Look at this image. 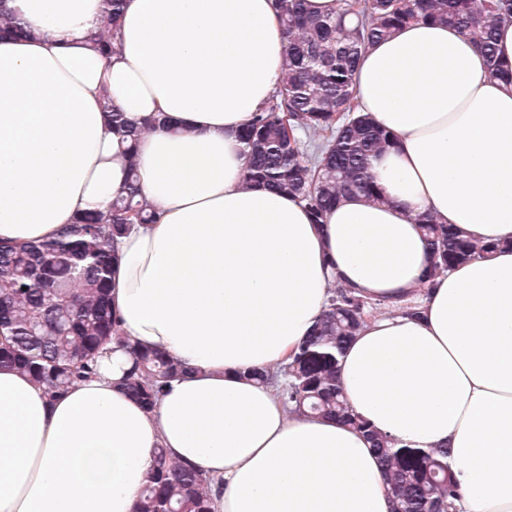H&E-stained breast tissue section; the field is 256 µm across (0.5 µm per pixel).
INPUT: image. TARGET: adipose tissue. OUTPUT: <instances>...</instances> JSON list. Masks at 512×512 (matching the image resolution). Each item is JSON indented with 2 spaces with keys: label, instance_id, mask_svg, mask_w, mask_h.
Returning <instances> with one entry per match:
<instances>
[{
  "label": "adipose tissue",
  "instance_id": "ef3b65f1",
  "mask_svg": "<svg viewBox=\"0 0 512 512\" xmlns=\"http://www.w3.org/2000/svg\"><path fill=\"white\" fill-rule=\"evenodd\" d=\"M6 4L34 35L0 39V241L54 238L136 169L162 219L120 239L112 305L186 373L148 413L119 350L55 400L0 368V512H135L159 447L213 478L217 512H395L362 433L246 376L287 365L340 286L369 304L337 366L353 412L447 449L456 512H512V82L477 44L416 22L365 50L353 103L394 136L370 161L385 195L318 224L245 182L239 133L284 64L275 0H127L112 26L103 0ZM106 97L143 130L132 152ZM428 221L495 249L424 279Z\"/></svg>",
  "mask_w": 512,
  "mask_h": 512
}]
</instances>
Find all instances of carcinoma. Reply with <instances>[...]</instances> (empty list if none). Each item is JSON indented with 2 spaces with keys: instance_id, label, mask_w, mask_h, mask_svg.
I'll use <instances>...</instances> for the list:
<instances>
[{
  "instance_id": "carcinoma-1",
  "label": "carcinoma",
  "mask_w": 512,
  "mask_h": 512,
  "mask_svg": "<svg viewBox=\"0 0 512 512\" xmlns=\"http://www.w3.org/2000/svg\"><path fill=\"white\" fill-rule=\"evenodd\" d=\"M287 34L284 70L276 92L242 131L248 149L246 179L298 196L316 219L343 194L377 199L382 188L369 173L370 159L392 135L353 113V76L362 51L416 21L456 27L485 52L495 76L512 78L495 55V29L512 17V0H342L334 16L309 14L304 0H279ZM0 36L26 39L33 31L0 17ZM110 129L132 141L139 130L110 101ZM320 133L313 148L291 136L288 122ZM159 213L135 183L105 212L80 214L52 241L17 245L0 242V367H13L54 398L76 381L97 374L112 340L121 342L131 365L117 382L146 409L154 408L169 383L185 373L175 357L140 350L121 339L109 300L114 241L128 225L155 224ZM434 271L478 251L452 225L426 223ZM365 303L339 288L313 334L276 374L284 402L299 411L334 415L372 441L397 512H449L456 483L448 449L396 448L355 416L336 380V351L359 330ZM211 482L194 467L155 449L154 466L136 512H213Z\"/></svg>"
}]
</instances>
